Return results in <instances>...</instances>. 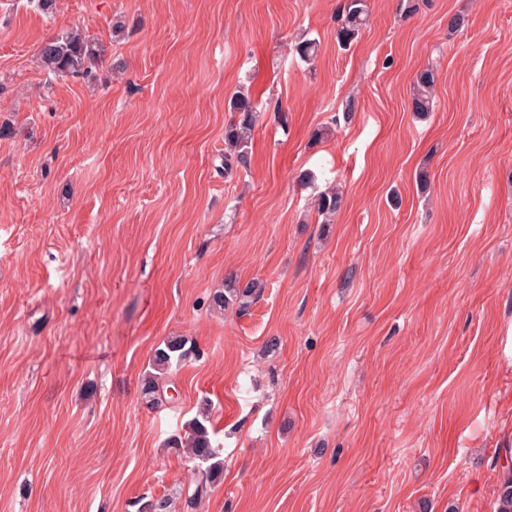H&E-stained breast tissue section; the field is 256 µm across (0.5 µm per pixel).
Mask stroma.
Wrapping results in <instances>:
<instances>
[{"label": "stroma", "instance_id": "1", "mask_svg": "<svg viewBox=\"0 0 512 512\" xmlns=\"http://www.w3.org/2000/svg\"><path fill=\"white\" fill-rule=\"evenodd\" d=\"M343 3L0 0V512H184L190 464L167 441L205 401L224 471L197 512H496L512 0H368L345 50ZM72 30L103 63L48 74L39 47ZM241 86L258 121L227 177ZM230 276L265 285L247 315L211 303ZM171 336L192 353L146 405ZM438 81V71L433 65H428L416 76L413 92L410 97L411 111L425 115L433 112L435 106V86ZM343 195L339 189H328L315 196V209L319 216L329 221L340 210ZM187 342L182 336H172L163 342V346L155 349L151 367L158 374L150 372L141 388L142 399L147 405H158L162 401L163 385H160L158 375L167 373L173 364L177 366L187 357L190 352V347L186 348Z\"/></svg>", "mask_w": 512, "mask_h": 512}]
</instances>
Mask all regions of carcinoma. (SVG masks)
<instances>
[{
	"label": "carcinoma",
	"mask_w": 512,
	"mask_h": 512,
	"mask_svg": "<svg viewBox=\"0 0 512 512\" xmlns=\"http://www.w3.org/2000/svg\"><path fill=\"white\" fill-rule=\"evenodd\" d=\"M367 0H345L341 10L340 23L336 28V41L342 47L355 41L368 20ZM42 68L54 75L80 76L92 71L104 60V46L90 40L77 31L58 35L43 43L37 53ZM438 71L432 65L426 66L416 76L410 97L411 111L425 115L435 106V86ZM229 110L237 114V119L225 130L224 174L229 175L235 168H247L250 164V145L257 122V111L249 93L240 91L229 101ZM343 195L339 189H328L315 196V209L325 219L335 216L340 210ZM264 283L252 280L242 285L233 278L224 280V288L215 291L212 297L214 306L236 307L238 314H247L252 304L263 293ZM187 340L182 336H172L156 348L152 357L153 372L145 378L141 396L149 406L162 401L163 386L159 376L170 371L190 352ZM210 407L205 404L197 415L185 424L186 436L170 441L175 448L187 450L188 458L194 463L188 487L192 493L186 499V508L194 512L202 499L222 475V462L218 459L217 447L213 446L208 428ZM497 512H512V463H505L499 469V492Z\"/></svg>",
	"instance_id": "1"
}]
</instances>
